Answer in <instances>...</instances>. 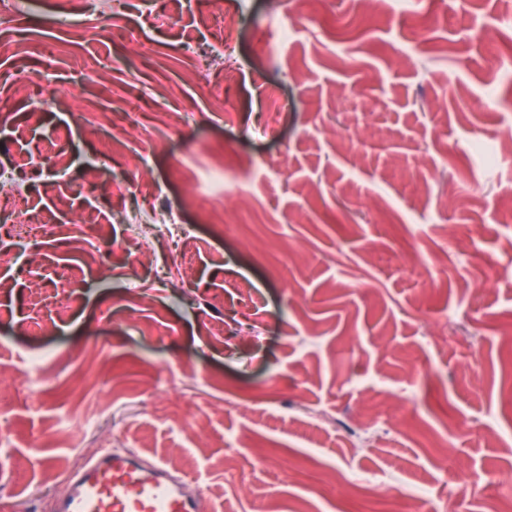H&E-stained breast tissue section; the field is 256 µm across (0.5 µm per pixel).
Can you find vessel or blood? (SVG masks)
Wrapping results in <instances>:
<instances>
[{
    "label": "vessel or blood",
    "mask_w": 512,
    "mask_h": 512,
    "mask_svg": "<svg viewBox=\"0 0 512 512\" xmlns=\"http://www.w3.org/2000/svg\"><path fill=\"white\" fill-rule=\"evenodd\" d=\"M58 512H205L183 480L157 460L144 462L131 450H107L70 477Z\"/></svg>",
    "instance_id": "vessel-or-blood-1"
}]
</instances>
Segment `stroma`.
<instances>
[{
	"mask_svg": "<svg viewBox=\"0 0 512 512\" xmlns=\"http://www.w3.org/2000/svg\"><path fill=\"white\" fill-rule=\"evenodd\" d=\"M114 2L51 57L57 0L0 25V168L25 156L26 216L54 227L0 222L7 512H54L104 448L224 489L217 512H376L318 492L333 469L399 473L441 512H470L459 479L512 498V0ZM96 56L109 74L72 111ZM205 62L219 116L188 80ZM43 70L47 109L24 82ZM146 206L191 226L184 251L130 236ZM35 285L66 287L59 326L28 309Z\"/></svg>",
	"mask_w": 512,
	"mask_h": 512,
	"instance_id": "stroma-1",
	"label": "stroma"
}]
</instances>
